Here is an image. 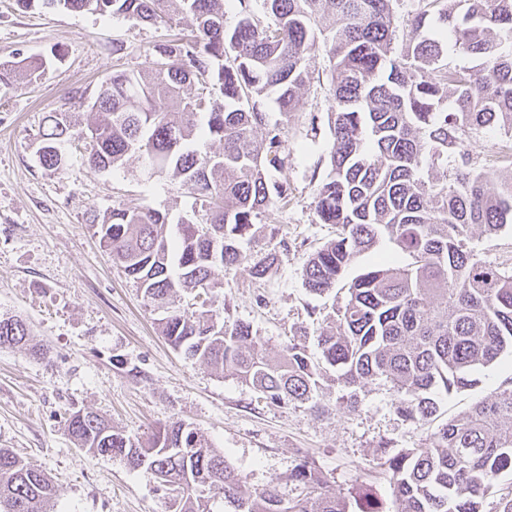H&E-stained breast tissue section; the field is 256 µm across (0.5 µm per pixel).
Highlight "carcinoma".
Returning <instances> with one entry per match:
<instances>
[{"label": "carcinoma", "mask_w": 512, "mask_h": 512, "mask_svg": "<svg viewBox=\"0 0 512 512\" xmlns=\"http://www.w3.org/2000/svg\"><path fill=\"white\" fill-rule=\"evenodd\" d=\"M68 11L123 15L153 24L189 19L192 38L153 48L147 69L115 70L92 102L95 121L78 131L74 112H52L37 150L60 169L68 146L90 140L88 162L112 170L136 155L154 174L195 196L201 214L183 217L119 207L92 216L100 241L159 314L161 336L191 360L228 372L273 403L313 398L321 377L352 387L381 379L398 394L397 413L415 424L439 416L437 395L470 387L474 372L512 349V267L482 262L472 228L496 236L512 224V164L486 168L465 140L497 130L512 138V0H418L397 34V0H236L240 20L224 23V0H16ZM324 35L331 83L329 172L316 186L320 223L336 238L305 263V287L322 295L382 238L395 246L351 281L332 326L317 336L319 356L299 344L271 358L250 324L229 306L214 309L217 276L238 263L241 245L288 186L271 181L282 165L281 130L260 107L275 95L296 110L312 76L306 58ZM471 58L459 67L452 55ZM47 60L0 68V82L39 78ZM219 91L224 104L211 103ZM266 130L265 142L255 138ZM217 140L222 150L201 149ZM195 292V305L180 304ZM26 324L0 318V347L28 348ZM75 444L145 467L173 492L175 512H380L363 488L341 496L305 458L287 476L297 494L248 493L241 479L191 424L164 426L147 442L112 428L93 411L68 418ZM396 512H482L497 476L512 470V381L496 395L439 425L429 442L380 458ZM51 479L0 449V512H50Z\"/></svg>", "instance_id": "obj_1"}]
</instances>
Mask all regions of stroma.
<instances>
[{"label":"stroma","instance_id":"1","mask_svg":"<svg viewBox=\"0 0 512 512\" xmlns=\"http://www.w3.org/2000/svg\"><path fill=\"white\" fill-rule=\"evenodd\" d=\"M169 32L121 15L24 10L15 0H0V64L48 59L36 83L0 86V318L23 320L33 342L50 350L43 361L23 349L0 348V448L53 479V512H173L150 471L78 448L67 419L91 410L141 440L183 420L223 450L246 491L277 485L289 492L288 473L309 457L338 493L370 487L383 512H394L380 451L422 446L433 426L404 420L395 393L380 381L351 390L329 375L314 402L277 404L235 377L186 359L160 335L155 312L103 248L89 218L113 207L149 206L168 213L174 225L191 214L193 198L178 183L150 174L135 156L116 171L93 168L81 148L55 173L38 162L48 113L87 112L114 65L145 69ZM307 67L315 80L296 111L279 112L273 96L263 99L269 125L282 130L284 165L269 175L288 183V202L255 225L240 261L212 290L216 302L229 303L233 318L250 323L273 356L295 340L315 348L327 316L345 301L346 285L375 253L393 250L381 240L331 293L318 296L304 286L308 257L336 236L335 225L320 223L313 207L332 142L325 49L311 54ZM269 252L277 253V264L255 278L254 263ZM474 377L472 387L440 396L441 418L511 381L512 350Z\"/></svg>","mask_w":512,"mask_h":512}]
</instances>
